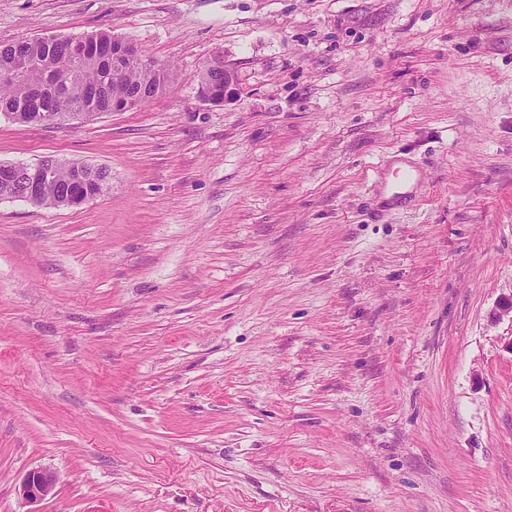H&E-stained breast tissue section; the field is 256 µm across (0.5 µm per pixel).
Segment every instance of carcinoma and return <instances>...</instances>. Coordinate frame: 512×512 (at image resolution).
<instances>
[{"mask_svg": "<svg viewBox=\"0 0 512 512\" xmlns=\"http://www.w3.org/2000/svg\"><path fill=\"white\" fill-rule=\"evenodd\" d=\"M25 49L39 61L33 69L12 80L0 81V114L24 122L54 120L62 124L77 110L110 112L112 100L137 96L144 104L156 89L166 87L173 78L171 65L161 75L142 60L112 63V34L91 35L86 55L76 58L64 43L46 44L30 39L0 45V73L18 69L16 51ZM79 165H55L51 184L34 204L59 207L66 196L85 189L103 192L109 183L106 168L97 171H78ZM22 189L15 166L0 163V194L16 195Z\"/></svg>", "mask_w": 512, "mask_h": 512, "instance_id": "carcinoma-1", "label": "carcinoma"}]
</instances>
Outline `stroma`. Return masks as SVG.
<instances>
[{"instance_id": "35a3bbf8", "label": "stroma", "mask_w": 512, "mask_h": 512, "mask_svg": "<svg viewBox=\"0 0 512 512\" xmlns=\"http://www.w3.org/2000/svg\"><path fill=\"white\" fill-rule=\"evenodd\" d=\"M99 31L174 78L0 116V163L112 175L0 200V512H512V0H0ZM209 70L223 71V74L218 75V79H224V87H215L210 85L208 82L202 84L203 98L205 101L215 103V101L225 102L239 93L238 80L235 71L228 67L221 57H214L207 61L201 71V75H205ZM45 159H56L45 157L35 164H19V174L23 176L25 190L22 195L17 196L22 189V181L17 176L15 166L0 163V197L2 193L16 195L8 198H19L31 203L45 190L49 182L51 184L46 191L38 197L34 204L45 207H59L64 205L67 194L78 193L87 188L90 192H99L100 194L107 188L110 172L106 168L97 171L79 172V165L76 163L70 165L45 163L38 164ZM53 171V172H52ZM52 176V178H51ZM99 195L79 194L68 198L64 207L78 208ZM55 481L56 478L53 472L37 468L25 475L20 483L19 492L29 502L36 503L50 494Z\"/></svg>"}]
</instances>
